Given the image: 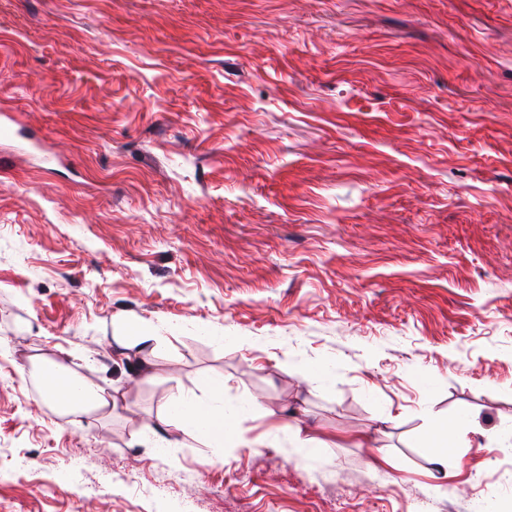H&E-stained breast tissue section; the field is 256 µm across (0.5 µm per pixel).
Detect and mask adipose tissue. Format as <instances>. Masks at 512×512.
<instances>
[{"label": "adipose tissue", "instance_id": "ef3b65f1", "mask_svg": "<svg viewBox=\"0 0 512 512\" xmlns=\"http://www.w3.org/2000/svg\"><path fill=\"white\" fill-rule=\"evenodd\" d=\"M43 383L42 397L61 413L72 416L111 412L118 401V389H106L72 374L60 361H45L39 372ZM214 396L210 401H182L171 403L166 425L173 428H191L201 438L220 444L224 440L247 443L246 431L239 420L225 411L220 399L224 381H210Z\"/></svg>", "mask_w": 512, "mask_h": 512}]
</instances>
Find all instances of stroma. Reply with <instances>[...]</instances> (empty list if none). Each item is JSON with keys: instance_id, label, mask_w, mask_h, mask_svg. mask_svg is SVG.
<instances>
[{"instance_id": "obj_1", "label": "stroma", "mask_w": 512, "mask_h": 512, "mask_svg": "<svg viewBox=\"0 0 512 512\" xmlns=\"http://www.w3.org/2000/svg\"><path fill=\"white\" fill-rule=\"evenodd\" d=\"M4 112L0 512H512V0H0ZM42 397L61 413L72 416L111 413L119 388L105 389L72 374L60 361L49 359L40 367ZM214 397L207 402L177 400L170 404L169 415L161 419L166 425L180 429L191 428L201 438L215 444H223L224 438L249 444L246 429L232 414L224 411L220 395L224 393V381L213 378L209 381ZM450 437L451 433L448 430V425L445 423L433 424L428 432L425 447L433 450L431 461L442 469H444L445 461L447 460L448 440Z\"/></svg>"}]
</instances>
